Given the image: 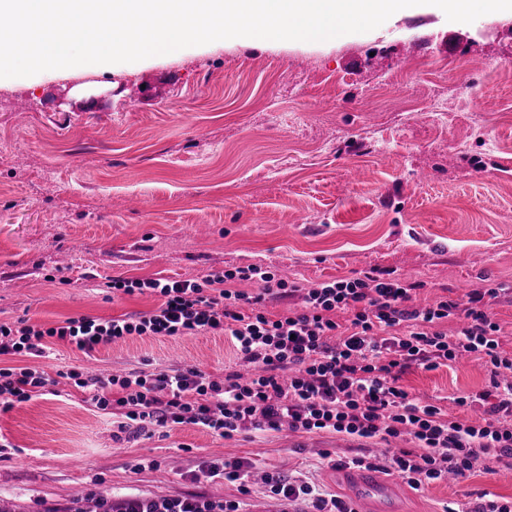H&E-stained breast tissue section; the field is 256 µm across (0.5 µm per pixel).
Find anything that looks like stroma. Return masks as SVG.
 I'll list each match as a JSON object with an SVG mask.
<instances>
[{"label":"stroma","mask_w":512,"mask_h":512,"mask_svg":"<svg viewBox=\"0 0 512 512\" xmlns=\"http://www.w3.org/2000/svg\"><path fill=\"white\" fill-rule=\"evenodd\" d=\"M85 86L108 90L86 111ZM261 265L304 288L372 270L422 282L419 302L512 281V22L452 27L405 15L333 47L192 46L110 70H47L0 81V321L46 327L155 308L112 296L109 278L203 280ZM224 335L130 337L93 357L64 345L37 364L53 393L0 414V501L15 512L70 502L92 479L115 496L203 492L281 512L262 482L247 495L206 479L212 457L308 482L351 500L336 460L380 446L288 428L219 438L193 425L119 433L70 371L236 369ZM419 401L488 389L464 358L415 368ZM149 465L132 471L134 460ZM392 512H473L512 498V469L402 484Z\"/></svg>","instance_id":"1"}]
</instances>
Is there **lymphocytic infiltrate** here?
<instances>
[{
	"label": "lymphocytic infiltrate",
	"instance_id": "obj_1",
	"mask_svg": "<svg viewBox=\"0 0 512 512\" xmlns=\"http://www.w3.org/2000/svg\"><path fill=\"white\" fill-rule=\"evenodd\" d=\"M257 291L236 290L239 282ZM109 288L126 295L150 293L159 305L149 312L117 318L69 317L44 328L20 320L0 323V356H21V365L0 367V413L44 395L46 372L29 365L44 356L48 341L92 355L101 346L128 337L230 336L250 376L232 371L215 380L195 367L132 370L101 379L79 372L71 378L88 391L95 410L119 413L120 430L195 425L230 438L240 431L306 433L329 431L390 443L410 435L408 448L391 447L384 459L348 458L354 468L383 467L418 486L476 468H512V355L500 347L503 329L489 302L512 295V283L472 290L455 300L413 306L418 285L401 278L365 275L325 281L299 291L263 267L250 265L210 274L205 280L115 278ZM301 294V309L270 316L267 298ZM350 312L348 325L336 320ZM450 318L462 319L455 334ZM470 354L492 378L489 390L456 398L467 407L483 404V422L472 424L434 404H420L401 386L411 367L432 370ZM271 497L301 512H353L337 497H325L306 482L277 473L265 476ZM96 512H243L238 500L202 494L178 497L129 495L118 503H97Z\"/></svg>",
	"mask_w": 512,
	"mask_h": 512
}]
</instances>
